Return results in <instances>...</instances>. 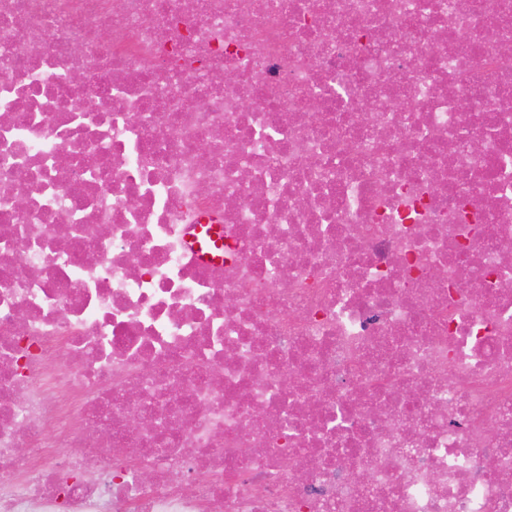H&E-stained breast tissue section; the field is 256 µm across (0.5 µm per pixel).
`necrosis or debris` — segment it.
<instances>
[{
	"label": "necrosis or debris",
	"mask_w": 512,
	"mask_h": 512,
	"mask_svg": "<svg viewBox=\"0 0 512 512\" xmlns=\"http://www.w3.org/2000/svg\"><path fill=\"white\" fill-rule=\"evenodd\" d=\"M506 240L512 0H0V512H512Z\"/></svg>",
	"instance_id": "1"
}]
</instances>
